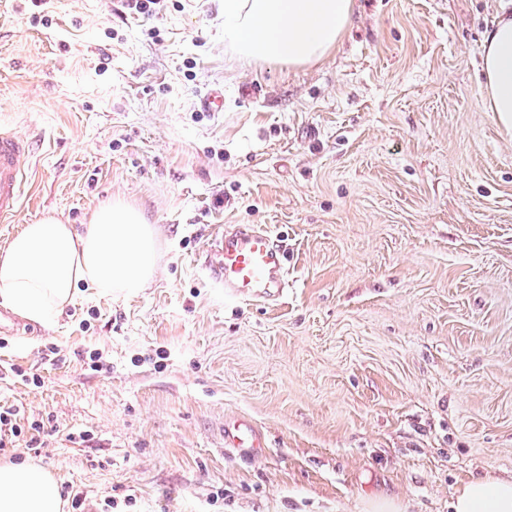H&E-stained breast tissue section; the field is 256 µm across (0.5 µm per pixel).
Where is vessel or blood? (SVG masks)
Listing matches in <instances>:
<instances>
[{
    "label": "vessel or blood",
    "mask_w": 512,
    "mask_h": 512,
    "mask_svg": "<svg viewBox=\"0 0 512 512\" xmlns=\"http://www.w3.org/2000/svg\"><path fill=\"white\" fill-rule=\"evenodd\" d=\"M34 142L29 135L0 129V221L16 216L25 179V164ZM203 268L225 299L275 304L288 293V251L259 224L225 226L203 253ZM224 445L251 459L264 442L251 420L238 417L224 423Z\"/></svg>",
    "instance_id": "vessel-or-blood-1"
}]
</instances>
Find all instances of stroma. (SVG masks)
I'll return each mask as SVG.
<instances>
[{
    "instance_id": "35a3bbf8",
    "label": "stroma",
    "mask_w": 512,
    "mask_h": 512,
    "mask_svg": "<svg viewBox=\"0 0 512 512\" xmlns=\"http://www.w3.org/2000/svg\"><path fill=\"white\" fill-rule=\"evenodd\" d=\"M505 2L356 0L335 53L290 69L225 47L223 0H0V126L35 140L0 250L114 197L157 229L146 287L0 337V409L39 446L0 461L84 512H450L511 477L512 133L479 87ZM227 224L285 237L281 304L208 281ZM240 416L262 457L225 452Z\"/></svg>"
}]
</instances>
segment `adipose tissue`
Here are the masks:
<instances>
[{"mask_svg": "<svg viewBox=\"0 0 512 512\" xmlns=\"http://www.w3.org/2000/svg\"><path fill=\"white\" fill-rule=\"evenodd\" d=\"M354 0H224V43L260 66H312L330 56L351 24ZM486 111L512 131V12H498L481 45ZM156 233L121 198L100 202L83 231L54 216L24 225L0 251V302L48 324L79 286L120 295L148 284ZM454 512H512V477L488 475L459 488ZM0 512H64L54 475L33 464L0 462Z\"/></svg>", "mask_w": 512, "mask_h": 512, "instance_id": "obj_1", "label": "adipose tissue"}]
</instances>
